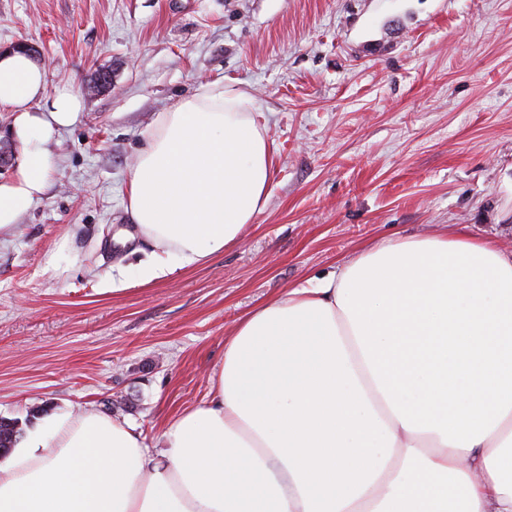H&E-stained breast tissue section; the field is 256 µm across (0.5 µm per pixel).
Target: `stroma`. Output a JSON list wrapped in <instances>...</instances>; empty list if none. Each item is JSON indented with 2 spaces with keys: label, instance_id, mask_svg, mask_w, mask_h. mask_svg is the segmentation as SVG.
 I'll list each match as a JSON object with an SVG mask.
<instances>
[{
  "label": "stroma",
  "instance_id": "obj_1",
  "mask_svg": "<svg viewBox=\"0 0 512 512\" xmlns=\"http://www.w3.org/2000/svg\"><path fill=\"white\" fill-rule=\"evenodd\" d=\"M20 41L47 96H83L45 193L0 234V418L23 431L94 408L162 448L260 304L446 224L512 250V0H0V49ZM208 83L262 111L267 205L234 246L143 284L129 168Z\"/></svg>",
  "mask_w": 512,
  "mask_h": 512
}]
</instances>
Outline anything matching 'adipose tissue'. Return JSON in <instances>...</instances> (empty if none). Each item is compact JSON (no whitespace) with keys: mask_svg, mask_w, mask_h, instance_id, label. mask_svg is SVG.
<instances>
[{"mask_svg":"<svg viewBox=\"0 0 512 512\" xmlns=\"http://www.w3.org/2000/svg\"><path fill=\"white\" fill-rule=\"evenodd\" d=\"M39 63L0 52L23 159L0 232L46 189L75 89L49 107ZM251 95L212 84L159 113L127 205L158 254L143 281L239 241L268 200ZM202 406L148 448L93 408L42 421L0 462V512H512V252L440 232L361 251L258 307L224 342Z\"/></svg>","mask_w":512,"mask_h":512,"instance_id":"1","label":"adipose tissue"}]
</instances>
